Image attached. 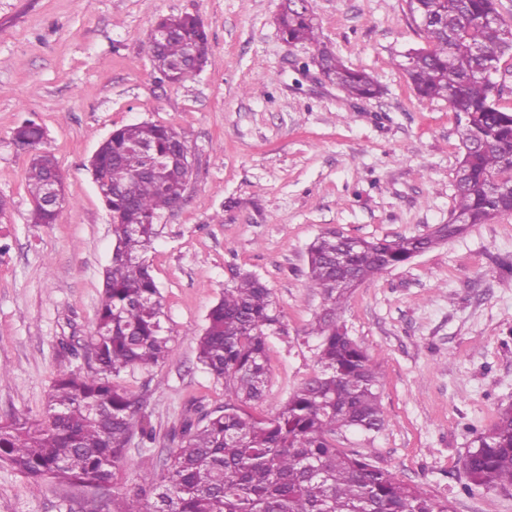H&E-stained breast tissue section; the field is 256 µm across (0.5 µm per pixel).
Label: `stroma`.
I'll use <instances>...</instances> for the list:
<instances>
[{
    "mask_svg": "<svg viewBox=\"0 0 512 512\" xmlns=\"http://www.w3.org/2000/svg\"><path fill=\"white\" fill-rule=\"evenodd\" d=\"M281 0H0V421L42 415L59 371L83 367L112 258L110 215L89 160L109 134L173 127L193 156L183 203L165 212L147 257L164 298L172 354L119 382L144 395L154 458L190 411L223 405L197 360V337L235 271L259 276L287 334L268 343L264 415L318 371L308 248L329 228L376 239L421 236L454 207L458 116L419 101L397 62L425 46L407 0H311L322 41L374 75L380 97L348 99L320 78L314 45H290ZM198 16L204 69L159 83L147 51L159 17ZM46 131L66 205L30 221L27 153L13 132ZM349 333L382 364L385 430L336 444L396 479L448 498L454 512H512V492L466 489L460 461L474 432L512 405V214L470 227L353 289ZM78 492L37 484L0 463V512H69Z\"/></svg>",
    "mask_w": 512,
    "mask_h": 512,
    "instance_id": "stroma-1",
    "label": "stroma"
}]
</instances>
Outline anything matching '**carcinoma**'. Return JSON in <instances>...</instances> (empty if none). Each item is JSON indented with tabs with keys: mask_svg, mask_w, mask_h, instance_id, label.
<instances>
[{
	"mask_svg": "<svg viewBox=\"0 0 512 512\" xmlns=\"http://www.w3.org/2000/svg\"><path fill=\"white\" fill-rule=\"evenodd\" d=\"M409 7L414 18L428 20L422 28L427 47L406 56L409 83L420 99L444 100L466 116L455 205L442 227L451 239L512 211V186L490 190L491 180L512 171V112L499 106L487 77L512 53V27L497 19L494 0H409ZM277 24L289 44H320L314 18L300 0H283ZM158 25L172 35L159 45L148 41V53L160 81L180 84L190 78L184 69L189 54H208V32L188 13L163 17ZM315 63L351 98L380 93L373 76L347 67L325 47ZM14 137L31 148L27 187L36 202L58 170L56 159L43 148L44 130L35 122H23ZM181 148L187 145L178 132L153 122L118 128L97 148L94 167L106 191L115 245L86 344L87 369L57 374L41 417L0 422V461L35 482L94 493V512H453L448 499L336 447L338 434L370 435L387 426L383 375L348 335L338 310L361 282L441 242L434 231L365 240L328 230L315 239L308 287L323 299L312 329L320 370L266 417L253 415L250 406L267 388L268 338L286 327L267 285L252 273L234 274L197 341L198 362L224 385V405L185 416L177 446L162 463H149L140 483L112 493L114 469L131 440L156 439L143 412L145 398L118 378L156 366L172 352L146 253L156 221L179 205L187 173L171 155ZM461 470L470 486L512 489V406L473 437Z\"/></svg>",
	"mask_w": 512,
	"mask_h": 512,
	"instance_id": "cac0c4a2",
	"label": "carcinoma"
}]
</instances>
